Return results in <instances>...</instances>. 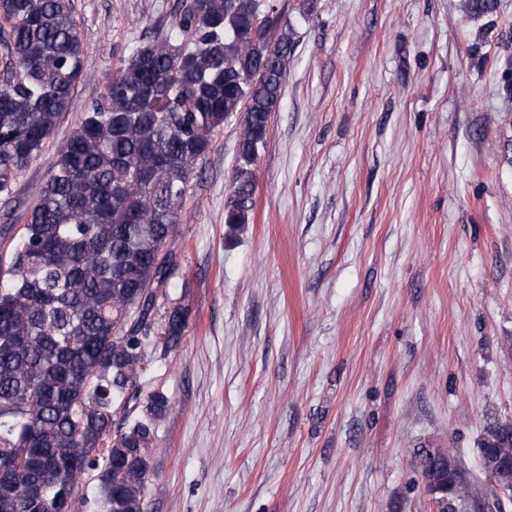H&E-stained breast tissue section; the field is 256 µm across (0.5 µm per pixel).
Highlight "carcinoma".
Wrapping results in <instances>:
<instances>
[{"label": "carcinoma", "mask_w": 512, "mask_h": 512, "mask_svg": "<svg viewBox=\"0 0 512 512\" xmlns=\"http://www.w3.org/2000/svg\"><path fill=\"white\" fill-rule=\"evenodd\" d=\"M476 16L496 0H467ZM0 30L17 68L0 83V218L25 223L0 255V512H70L76 480L93 472L102 512H144L166 395L112 430L140 391L148 350L176 347L187 313L149 344L158 289L172 279L171 237L193 165L216 132L240 121L229 234L250 223L254 168L295 50L272 0H182L171 32L141 42L112 73L58 148L45 180L21 202V173L43 151L85 79L70 0H0ZM480 462L512 459V424L488 428ZM423 479L447 499L438 512L501 509L495 489L465 480L457 451L416 450Z\"/></svg>", "instance_id": "obj_1"}]
</instances>
